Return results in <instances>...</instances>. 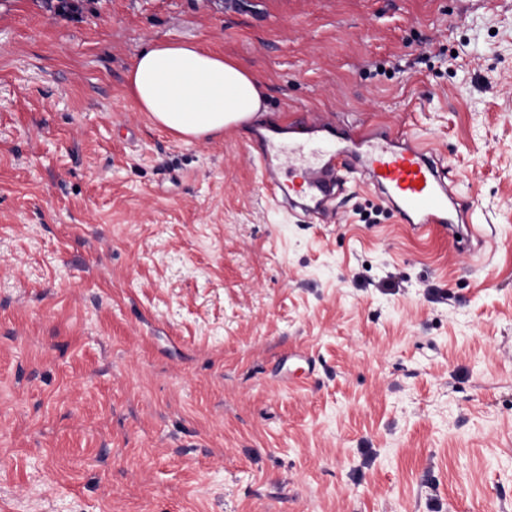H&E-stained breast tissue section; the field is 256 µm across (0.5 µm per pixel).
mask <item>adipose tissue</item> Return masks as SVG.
<instances>
[{"label": "adipose tissue", "instance_id": "obj_1", "mask_svg": "<svg viewBox=\"0 0 512 512\" xmlns=\"http://www.w3.org/2000/svg\"><path fill=\"white\" fill-rule=\"evenodd\" d=\"M127 89L139 111L187 142L222 135L263 110L253 73L222 54L173 40L139 54Z\"/></svg>", "mask_w": 512, "mask_h": 512}]
</instances>
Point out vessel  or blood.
<instances>
[{"instance_id":"obj_1","label":"vessel or blood","mask_w":512,"mask_h":512,"mask_svg":"<svg viewBox=\"0 0 512 512\" xmlns=\"http://www.w3.org/2000/svg\"><path fill=\"white\" fill-rule=\"evenodd\" d=\"M308 126L323 133L327 147L286 142L277 134H258V161L274 199L307 214L326 212L336 194L356 174L380 190L384 201L408 224L463 223L448 206L443 167L418 139L374 131L367 125L338 128L323 114H311Z\"/></svg>"}]
</instances>
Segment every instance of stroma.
I'll list each match as a JSON object with an SVG mask.
<instances>
[{"label": "stroma", "instance_id": "stroma-1", "mask_svg": "<svg viewBox=\"0 0 512 512\" xmlns=\"http://www.w3.org/2000/svg\"><path fill=\"white\" fill-rule=\"evenodd\" d=\"M0 0V512H512V0ZM412 134L485 230L271 199L135 57ZM127 89L139 111L186 142L222 135L265 112L253 73L179 41L143 50L128 71Z\"/></svg>", "mask_w": 512, "mask_h": 512}]
</instances>
